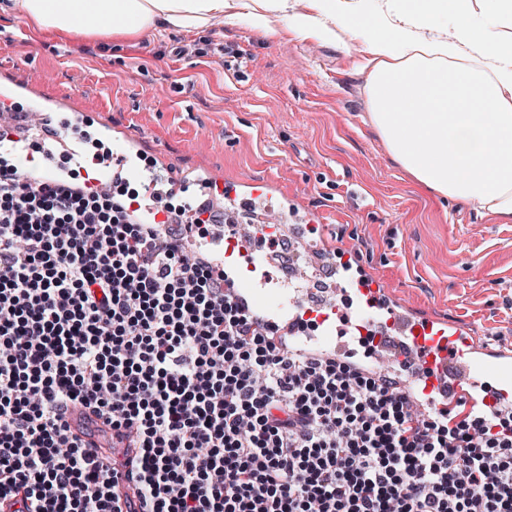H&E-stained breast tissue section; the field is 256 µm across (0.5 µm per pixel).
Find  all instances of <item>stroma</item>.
Instances as JSON below:
<instances>
[{
  "label": "stroma",
  "mask_w": 512,
  "mask_h": 512,
  "mask_svg": "<svg viewBox=\"0 0 512 512\" xmlns=\"http://www.w3.org/2000/svg\"><path fill=\"white\" fill-rule=\"evenodd\" d=\"M362 42L260 37L246 18L206 37L164 32L115 62L95 42L33 36L0 14V86L12 111L51 106L87 119L90 140L131 133L130 162L183 185L164 203L181 216L198 182L252 180L273 209L315 231L317 253L351 254L403 306L512 342V224L435 199L371 128Z\"/></svg>",
  "instance_id": "obj_1"
}]
</instances>
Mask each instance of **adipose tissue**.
Returning <instances> with one entry per match:
<instances>
[{"label":"adipose tissue","mask_w":512,"mask_h":512,"mask_svg":"<svg viewBox=\"0 0 512 512\" xmlns=\"http://www.w3.org/2000/svg\"><path fill=\"white\" fill-rule=\"evenodd\" d=\"M0 0L48 40L130 47L170 28L202 34L232 11L276 37L337 29L366 44L369 119L393 161L427 193L512 223V0Z\"/></svg>","instance_id":"obj_1"}]
</instances>
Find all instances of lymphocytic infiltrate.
Here are the masks:
<instances>
[{"mask_svg": "<svg viewBox=\"0 0 512 512\" xmlns=\"http://www.w3.org/2000/svg\"><path fill=\"white\" fill-rule=\"evenodd\" d=\"M156 216L0 170V508L512 512V414L423 411L396 379L290 354ZM83 403L127 436L106 461ZM69 424L71 430L82 436L91 446L100 448L99 440L94 431V428L100 426V423L91 409L81 405L72 407L69 414Z\"/></svg>", "mask_w": 512, "mask_h": 512, "instance_id": "1", "label": "lymphocytic infiltrate"}]
</instances>
